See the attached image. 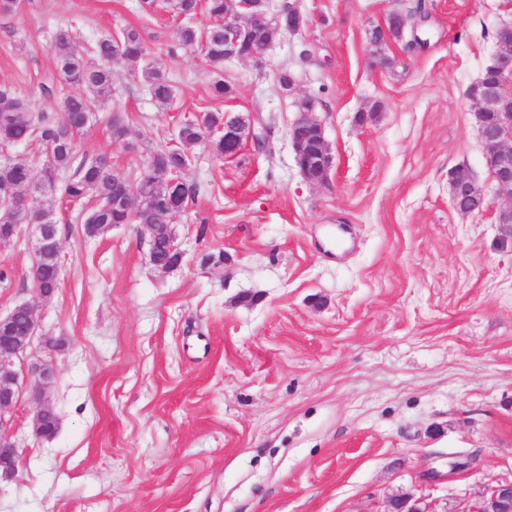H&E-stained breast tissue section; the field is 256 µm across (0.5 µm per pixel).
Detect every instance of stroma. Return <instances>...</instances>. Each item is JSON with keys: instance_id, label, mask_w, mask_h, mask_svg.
<instances>
[{"instance_id": "35a3bbf8", "label": "stroma", "mask_w": 512, "mask_h": 512, "mask_svg": "<svg viewBox=\"0 0 512 512\" xmlns=\"http://www.w3.org/2000/svg\"><path fill=\"white\" fill-rule=\"evenodd\" d=\"M292 2L304 25L262 62L225 61L224 98L201 54L179 46L173 11L19 0L0 14V84L39 112L56 108L43 88L57 30L87 52L105 33L140 32L145 61L113 63L112 98L79 140L125 175L180 148L181 125L206 112L256 113L274 130L269 155L248 141L226 158L189 148L198 192L172 221L183 257L167 270L142 225L91 237L87 204L32 198L59 218L61 279L41 299L28 236L0 246V312L43 315L15 362L4 427L22 456L0 479V512H387L403 493L454 512L512 481V229L495 222L466 96L512 0H424L423 46L389 44L383 64L369 33L415 0ZM147 63L174 86L169 108L139 79ZM303 99L333 157L322 185L302 177L288 137ZM113 112L124 138L107 128ZM459 166L488 190L484 212L454 210ZM39 358L55 366L49 440L31 425ZM453 454L476 464L448 477Z\"/></svg>"}]
</instances>
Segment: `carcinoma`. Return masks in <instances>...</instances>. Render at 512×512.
Masks as SVG:
<instances>
[{"label":"carcinoma","mask_w":512,"mask_h":512,"mask_svg":"<svg viewBox=\"0 0 512 512\" xmlns=\"http://www.w3.org/2000/svg\"><path fill=\"white\" fill-rule=\"evenodd\" d=\"M224 7V0H206L211 24L199 29L188 22L176 32L181 46L198 48L207 64L215 69L218 78L212 83V92L217 97L225 96L230 90L220 75L224 66V26L220 24ZM51 50L56 82L69 88L58 101L56 112H33L10 88L0 85V189L10 191V198L0 202V207L21 208L26 224H46L54 220L52 210L36 208L30 202L29 185L35 162L27 156L8 152L10 147L37 139L44 147L42 178L46 181L66 178L62 192L69 201H80L88 196L97 201L86 218L87 234L93 233L95 224L170 223L172 214L147 204L132 211L125 206V200L132 187L142 186L147 197L165 199L169 209L185 208L197 194V186L184 173L189 161L187 148L199 143L204 132L223 126L224 114L205 112L185 122L178 131L183 150H154L142 164L138 177L121 178L112 172V165L101 161V157L80 152L75 131L88 128L96 112L112 97L109 63L115 60L137 62L146 55L140 33L131 28L100 37L94 47L93 61L85 57L65 30L54 34ZM140 78L156 104L165 108L171 105L174 89L163 73L147 66L142 69ZM168 240V231H158L153 240V254L172 268L178 261L167 253ZM59 280L55 265L42 260L37 265V280L32 282V287L52 288Z\"/></svg>","instance_id":"carcinoma-1"}]
</instances>
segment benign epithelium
Segmentation results:
<instances>
[{
  "mask_svg": "<svg viewBox=\"0 0 512 512\" xmlns=\"http://www.w3.org/2000/svg\"><path fill=\"white\" fill-rule=\"evenodd\" d=\"M268 0H226L224 10V54L240 60H258L271 47L274 36H265L267 28L299 30L303 17L295 8L279 10L275 23L265 20ZM467 96L476 105V116L484 156L497 197L503 201L496 213V223L512 226V42L499 40V53L488 66L483 77L468 88ZM224 156L237 154L243 142L260 143L267 129L260 117L250 114L246 118L235 117L224 121ZM289 138L296 154L301 175L311 184H322L332 166V156L320 120L306 108L298 112L289 129ZM450 193L453 208L462 216L480 213L486 206V196L476 185L466 167H458L450 173ZM33 261L50 252L55 259L61 257L58 230L54 224L33 225ZM28 317V330L17 333L12 320L18 313ZM41 327V317L36 306L24 303L13 308L7 315H0V425L13 415L17 404V373L13 370L14 359L26 354L32 347L33 338ZM30 374L36 385V406L32 414L34 432L43 436L42 423L51 407L44 401L43 389L55 374L50 360L39 359L30 366ZM20 456L19 445L13 435L0 430V475L14 474L16 460ZM389 512H430L422 498L411 493L398 495L390 501ZM459 512H512V481L488 486L477 492L473 500Z\"/></svg>",
  "mask_w": 512,
  "mask_h": 512,
  "instance_id": "benign-epithelium-1",
  "label": "benign epithelium"
}]
</instances>
